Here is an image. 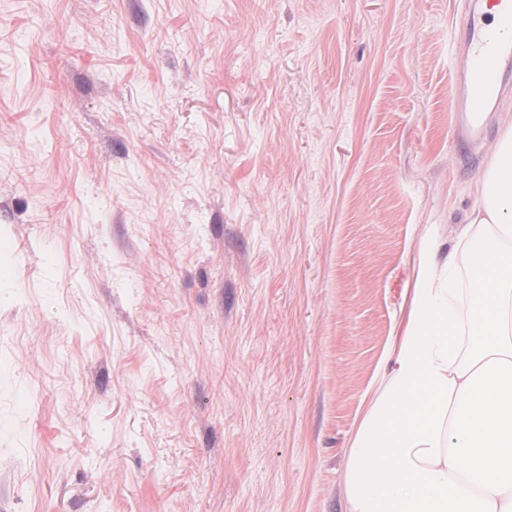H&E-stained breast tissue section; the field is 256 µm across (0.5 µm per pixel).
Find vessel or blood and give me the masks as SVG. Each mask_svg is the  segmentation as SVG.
Listing matches in <instances>:
<instances>
[{
	"mask_svg": "<svg viewBox=\"0 0 512 512\" xmlns=\"http://www.w3.org/2000/svg\"><path fill=\"white\" fill-rule=\"evenodd\" d=\"M462 68L448 102L464 152L489 132V117L512 95V0H464L452 42Z\"/></svg>",
	"mask_w": 512,
	"mask_h": 512,
	"instance_id": "obj_1",
	"label": "vessel or blood"
}]
</instances>
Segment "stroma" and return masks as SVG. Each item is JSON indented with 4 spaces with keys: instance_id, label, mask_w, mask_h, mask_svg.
I'll return each mask as SVG.
<instances>
[{
    "instance_id": "stroma-1",
    "label": "stroma",
    "mask_w": 512,
    "mask_h": 512,
    "mask_svg": "<svg viewBox=\"0 0 512 512\" xmlns=\"http://www.w3.org/2000/svg\"><path fill=\"white\" fill-rule=\"evenodd\" d=\"M456 0H0V512H345L466 165Z\"/></svg>"
}]
</instances>
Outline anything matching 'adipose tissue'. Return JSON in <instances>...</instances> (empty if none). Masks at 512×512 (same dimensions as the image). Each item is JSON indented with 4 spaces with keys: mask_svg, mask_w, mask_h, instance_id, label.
<instances>
[{
    "mask_svg": "<svg viewBox=\"0 0 512 512\" xmlns=\"http://www.w3.org/2000/svg\"><path fill=\"white\" fill-rule=\"evenodd\" d=\"M347 512H512V125L407 321L347 450Z\"/></svg>",
    "mask_w": 512,
    "mask_h": 512,
    "instance_id": "ef3b65f1",
    "label": "adipose tissue"
}]
</instances>
